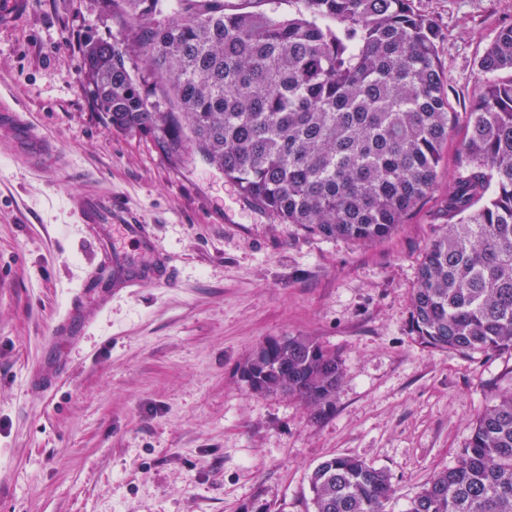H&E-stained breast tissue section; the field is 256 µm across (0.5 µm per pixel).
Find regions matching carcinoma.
Segmentation results:
<instances>
[{
	"instance_id": "obj_1",
	"label": "carcinoma",
	"mask_w": 512,
	"mask_h": 512,
	"mask_svg": "<svg viewBox=\"0 0 512 512\" xmlns=\"http://www.w3.org/2000/svg\"><path fill=\"white\" fill-rule=\"evenodd\" d=\"M296 2L286 18L227 13L224 0H99L124 31L85 42L80 67L112 129L149 134L172 157L192 142L279 223L385 238L436 186L449 133L442 33L410 0ZM478 68L449 223L410 299L420 344L461 354L512 351V24ZM240 373L253 392L295 397L320 418L344 370L336 350L288 336ZM309 484L312 512H385L393 496L388 473L354 456L323 461ZM405 512H512V392L485 407L456 463Z\"/></svg>"
}]
</instances>
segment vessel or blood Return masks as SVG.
I'll use <instances>...</instances> for the list:
<instances>
[{
    "label": "vessel or blood",
    "instance_id": "vessel-or-blood-1",
    "mask_svg": "<svg viewBox=\"0 0 512 512\" xmlns=\"http://www.w3.org/2000/svg\"><path fill=\"white\" fill-rule=\"evenodd\" d=\"M0 133L6 137L7 151L23 160L29 168L38 170L47 167L59 157L56 142L26 119L19 104L2 97ZM71 206L81 223L86 224L91 242L101 256L100 270L111 271L113 287L133 288L145 282L169 286L175 282V266L170 258L156 253L149 225L128 221L113 204L111 196L80 194L72 197ZM109 225L119 228L128 243L143 254V262L135 265L118 263L105 233Z\"/></svg>",
    "mask_w": 512,
    "mask_h": 512
}]
</instances>
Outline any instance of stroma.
Returning <instances> with one entry per match:
<instances>
[{
  "label": "stroma",
  "mask_w": 512,
  "mask_h": 512,
  "mask_svg": "<svg viewBox=\"0 0 512 512\" xmlns=\"http://www.w3.org/2000/svg\"><path fill=\"white\" fill-rule=\"evenodd\" d=\"M444 38L450 101L437 186L391 236L325 239L253 207L194 148L170 160L118 132L85 88L81 45L119 32L97 0H29L0 26V93L56 139L64 166L0 153V512H311L309 476L340 455L390 476L403 512L512 389V352L419 344L410 296L461 169L478 61L512 0H412ZM108 193L150 225L177 282L99 289L71 196ZM69 316L67 333L53 325ZM336 349L333 408L259 395L240 365L266 340Z\"/></svg>",
  "instance_id": "1"
}]
</instances>
